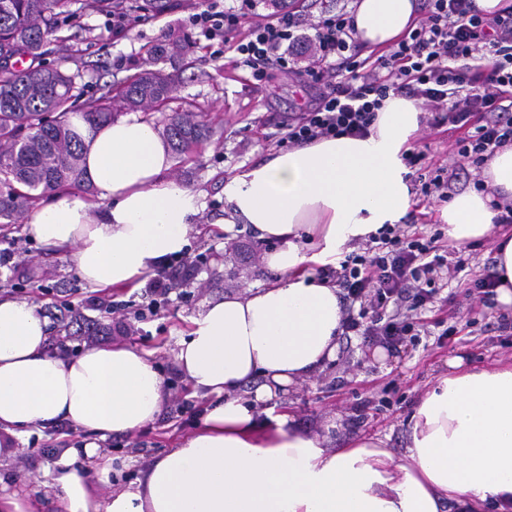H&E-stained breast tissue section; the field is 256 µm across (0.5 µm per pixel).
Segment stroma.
<instances>
[{
	"label": "stroma",
	"mask_w": 512,
	"mask_h": 512,
	"mask_svg": "<svg viewBox=\"0 0 512 512\" xmlns=\"http://www.w3.org/2000/svg\"><path fill=\"white\" fill-rule=\"evenodd\" d=\"M192 0H170L171 7L156 18L136 21L125 32L113 33L108 15L94 13L62 27L66 44L48 42L44 64L66 65L81 72L82 99L101 95L107 85L148 67L152 46L175 33L188 37L187 62L162 60L164 71H181L166 111L155 113L164 127L170 113L185 107L207 115L213 135L185 163L172 164L168 175L200 196L199 223L216 225L205 237L189 233L187 250L193 260L188 278L172 291L162 313L146 321L129 315L126 303L139 297L136 288L94 291L79 277L72 262L30 238L22 224L0 237V251L15 254L12 268H0V295L34 303L42 316L72 306L84 320L98 321L93 335L79 341L52 339L53 351L90 349L114 342L151 352L167 382L168 396L158 419L137 431L100 441L103 455L116 461L109 481H101L97 458L80 460L93 502H103L113 484L134 480L141 470L190 433L199 417L201 400L188 395L173 351L203 305L227 294L244 295L273 279L263 258L276 249L259 239L251 225L233 217L224 196L225 183L241 170L266 161L276 152L274 133L288 114H300L315 90L306 68L312 52L296 51L291 73L271 71L254 83L248 69L236 66L220 40H208L188 22ZM449 281L436 296V312H425L424 326L414 340L395 350L372 338L340 337L335 362L325 372L289 385L277 403L289 408L298 429L325 437L328 447L360 435L382 439L387 448L404 445L403 418L411 411L448 360L460 356L465 364L484 367L512 359V307L489 299L477 304L457 296ZM465 323L467 341L442 337L436 318ZM57 428L11 439L0 454V493L14 496L23 512H61L53 483L55 463L62 454Z\"/></svg>",
	"instance_id": "35a3bbf8"
}]
</instances>
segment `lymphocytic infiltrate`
Segmentation results:
<instances>
[{
  "mask_svg": "<svg viewBox=\"0 0 512 512\" xmlns=\"http://www.w3.org/2000/svg\"><path fill=\"white\" fill-rule=\"evenodd\" d=\"M255 8L256 0H236L228 9L221 0H196L189 23L206 39H221L225 51L234 53L257 82L272 66L290 69L289 52L301 40L299 30L309 28L317 55L309 74L319 93L300 118L282 122L279 147L363 136L383 101L396 93L432 111L433 126L449 124L462 132L450 165L427 168L423 146L407 152L409 168L428 173L421 184L424 202L448 201L449 183L463 177L482 189L484 162L512 143V13L485 17L472 0H426L417 27L387 55L370 60L360 55L346 10L313 20L291 11L258 20ZM245 20L249 30L236 38ZM457 252L442 233L429 236L415 224H386L358 242L339 266H321L317 274L340 290L343 335L375 336L394 349L420 327V313L438 290L436 274ZM187 263L182 254L165 264L133 308L136 319L158 315L173 276Z\"/></svg>",
  "mask_w": 512,
  "mask_h": 512,
  "instance_id": "f902f5d3",
  "label": "lymphocytic infiltrate"
}]
</instances>
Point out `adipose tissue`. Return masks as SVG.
Returning a JSON list of instances; mask_svg holds the SVG:
<instances>
[{
  "mask_svg": "<svg viewBox=\"0 0 512 512\" xmlns=\"http://www.w3.org/2000/svg\"><path fill=\"white\" fill-rule=\"evenodd\" d=\"M353 21L359 42L386 50L416 27L419 4L357 0ZM420 114L412 99L389 95L366 136L297 146L226 182L234 213L276 242L264 265L278 278L207 302L192 319L174 361L205 402L196 429L103 503H91L75 462L96 455L98 440L154 422L165 378L150 352L124 344L51 354L36 305L0 297V432L65 422L91 436L56 463L65 512H512V361L470 368L450 359L404 419L397 454L364 436L327 447L271 405L335 360L339 296L308 267L335 264L349 242L409 209L402 157ZM77 131L92 195H59L23 229L70 253L90 288L138 287L185 248L200 197L167 179L170 147L152 124L123 118ZM482 178L485 191H462L441 210L458 242L493 230L491 191L512 200V144ZM252 381L254 393L241 394Z\"/></svg>",
  "mask_w": 512,
  "mask_h": 512,
  "instance_id": "adipose-tissue-1",
  "label": "adipose tissue"
}]
</instances>
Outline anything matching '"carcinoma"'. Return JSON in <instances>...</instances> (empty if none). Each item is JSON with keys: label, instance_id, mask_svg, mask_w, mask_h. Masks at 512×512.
<instances>
[{"label": "carcinoma", "instance_id": "1", "mask_svg": "<svg viewBox=\"0 0 512 512\" xmlns=\"http://www.w3.org/2000/svg\"><path fill=\"white\" fill-rule=\"evenodd\" d=\"M114 0H0V218L27 210L38 194L90 190L83 179L81 139L71 121L77 74L40 64L43 47L59 39L61 24L76 15L107 12ZM136 9L153 17L169 0H141ZM188 40L171 36L154 58H186ZM25 68L18 67L24 59ZM176 76L145 69L120 86L87 100L82 117L91 124L111 122L128 112L147 121L173 99ZM172 153L183 159L209 140L213 128L203 116L185 110L164 128Z\"/></svg>", "mask_w": 512, "mask_h": 512}]
</instances>
